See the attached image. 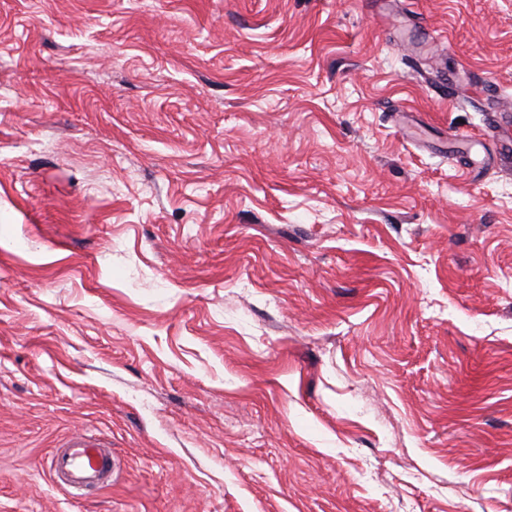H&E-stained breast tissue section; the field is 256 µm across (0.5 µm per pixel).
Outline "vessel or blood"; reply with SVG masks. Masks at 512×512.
<instances>
[{"mask_svg": "<svg viewBox=\"0 0 512 512\" xmlns=\"http://www.w3.org/2000/svg\"><path fill=\"white\" fill-rule=\"evenodd\" d=\"M46 466L53 479L67 481L76 488L103 486L112 476V454L93 436L77 433L65 448L51 452Z\"/></svg>", "mask_w": 512, "mask_h": 512, "instance_id": "obj_1", "label": "vessel or blood"}]
</instances>
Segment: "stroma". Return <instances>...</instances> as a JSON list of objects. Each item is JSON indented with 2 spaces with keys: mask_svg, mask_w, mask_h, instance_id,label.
<instances>
[{
  "mask_svg": "<svg viewBox=\"0 0 512 512\" xmlns=\"http://www.w3.org/2000/svg\"><path fill=\"white\" fill-rule=\"evenodd\" d=\"M509 111L512 0H0V512H512ZM50 476L83 489L104 486L112 477V453L86 433L72 435L65 449H54L47 459Z\"/></svg>",
  "mask_w": 512,
  "mask_h": 512,
  "instance_id": "obj_1",
  "label": "stroma"
}]
</instances>
